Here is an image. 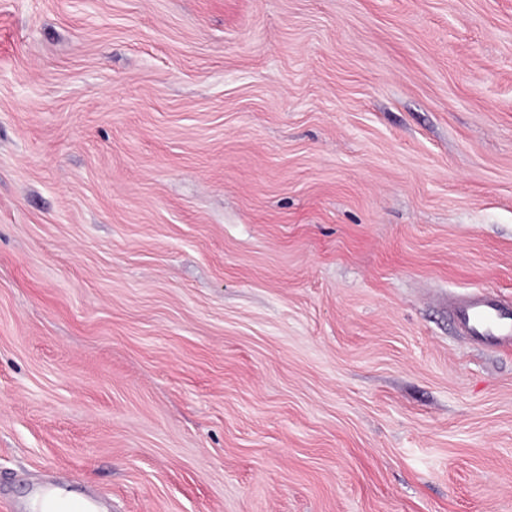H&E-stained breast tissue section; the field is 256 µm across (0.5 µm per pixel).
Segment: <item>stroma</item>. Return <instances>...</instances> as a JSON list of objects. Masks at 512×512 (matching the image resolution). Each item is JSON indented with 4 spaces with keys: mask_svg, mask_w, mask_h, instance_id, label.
I'll return each mask as SVG.
<instances>
[{
    "mask_svg": "<svg viewBox=\"0 0 512 512\" xmlns=\"http://www.w3.org/2000/svg\"><path fill=\"white\" fill-rule=\"evenodd\" d=\"M512 0H0V512H512ZM454 317L467 335L487 346L512 343V307L483 292L460 296ZM59 501H71L82 504L89 509L90 512H103L102 507L92 500L72 496L69 497L65 495L62 490L50 487L43 488L32 498L29 509L31 510L30 512H51V508Z\"/></svg>",
    "mask_w": 512,
    "mask_h": 512,
    "instance_id": "1",
    "label": "stroma"
}]
</instances>
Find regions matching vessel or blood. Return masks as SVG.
<instances>
[{
	"label": "vessel or blood",
	"mask_w": 512,
	"mask_h": 512,
	"mask_svg": "<svg viewBox=\"0 0 512 512\" xmlns=\"http://www.w3.org/2000/svg\"><path fill=\"white\" fill-rule=\"evenodd\" d=\"M462 331L487 346L512 343V306L494 297L473 292L460 296L452 305Z\"/></svg>",
	"instance_id": "b4317fda"
}]
</instances>
